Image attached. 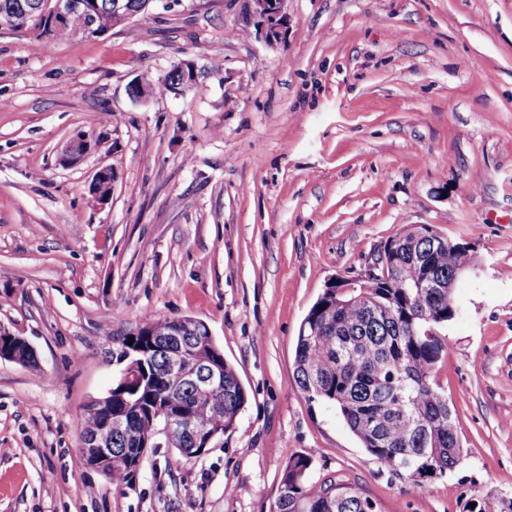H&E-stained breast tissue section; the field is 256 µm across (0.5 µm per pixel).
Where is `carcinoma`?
<instances>
[{"instance_id": "1", "label": "carcinoma", "mask_w": 512, "mask_h": 512, "mask_svg": "<svg viewBox=\"0 0 512 512\" xmlns=\"http://www.w3.org/2000/svg\"><path fill=\"white\" fill-rule=\"evenodd\" d=\"M113 0H97L85 17L99 37L116 25ZM41 0H0V27ZM79 33L73 25L46 21L32 32L37 42L62 41ZM383 280L374 288H327L304 318L295 349V373L300 393L309 401L333 405L361 445L399 479L424 489L448 474L462 448L448 395L432 378L435 365L448 354L439 328L460 315L453 288H421L423 281H443L472 269L477 256L461 253L448 243L433 248L424 238L415 252L392 239L378 255ZM173 326L171 319L146 315L138 336H125L112 357L120 361L125 349L150 354L138 392L112 387V414L123 415L120 430L104 429L105 410L88 405L82 414L81 435L100 434L116 450L112 467L102 471L117 484L130 483L152 443L158 414L179 411L216 429H231L248 395L234 368L216 349L204 353L203 366L220 363L221 382L205 394L191 387L169 388L159 343L149 334ZM134 343H129V340ZM310 458L291 455L283 471L275 512H379L360 489L329 478L318 490L305 483ZM467 512H512V499L489 497Z\"/></svg>"}]
</instances>
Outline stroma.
<instances>
[{
	"instance_id": "obj_1",
	"label": "stroma",
	"mask_w": 512,
	"mask_h": 512,
	"mask_svg": "<svg viewBox=\"0 0 512 512\" xmlns=\"http://www.w3.org/2000/svg\"><path fill=\"white\" fill-rule=\"evenodd\" d=\"M285 9L270 42L248 0H155L39 46L0 28V332L37 353L0 360V512H274L290 453L310 457L309 489L335 477L381 512L512 497V0ZM187 61L205 71L187 95L130 98L139 73ZM414 224L480 258L434 369L463 454L422 491L294 368L330 280ZM147 313L203 321L248 401L200 457L156 436L118 487L82 463L81 415Z\"/></svg>"
}]
</instances>
